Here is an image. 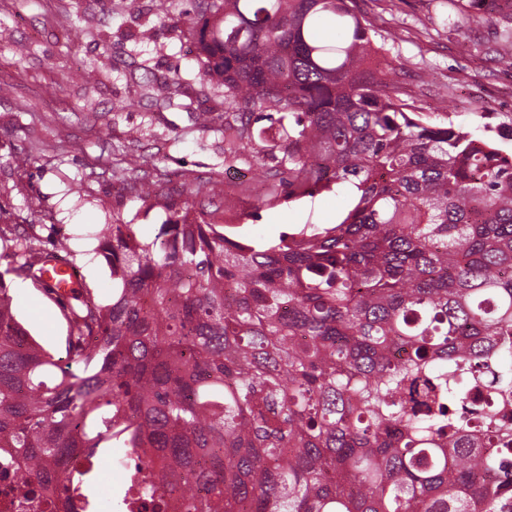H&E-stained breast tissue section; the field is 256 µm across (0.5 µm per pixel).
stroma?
I'll return each instance as SVG.
<instances>
[{"mask_svg":"<svg viewBox=\"0 0 512 512\" xmlns=\"http://www.w3.org/2000/svg\"><path fill=\"white\" fill-rule=\"evenodd\" d=\"M117 0H0V281L15 312L47 349L64 354L68 326L55 301L12 272L17 237L35 236L53 250L69 237L80 284L100 301L112 295V278L95 253L97 231L107 224H136L154 236L169 213L163 200H180L184 183H206L196 205L222 203L225 194L256 201L265 176L253 164L224 168L217 129L200 130L190 111L165 109L143 96L142 66L162 77L199 86L205 64L188 29L172 30L156 16V0H141L132 18ZM375 40L383 41V68L400 99L431 122L447 121L496 137L512 152V56L502 53L488 24L444 30L443 0H359ZM397 40H387L390 31ZM112 69L97 83L79 75L99 55ZM123 111H114L116 103ZM144 170L158 197L139 200L128 172ZM353 195L320 192L293 203L262 207L241 221L240 235L275 241L304 224H334Z\"/></svg>","mask_w":512,"mask_h":512,"instance_id":"35a3bbf8","label":"stroma"}]
</instances>
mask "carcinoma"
Returning a JSON list of instances; mask_svg holds the SVG:
<instances>
[{"label":"carcinoma","instance_id":"1","mask_svg":"<svg viewBox=\"0 0 512 512\" xmlns=\"http://www.w3.org/2000/svg\"><path fill=\"white\" fill-rule=\"evenodd\" d=\"M163 2L224 88V167L251 156L267 190L169 203L152 239L112 225V300L60 303L64 367L0 282L13 499L98 512L69 462L115 448L151 512H512V153L410 111L357 0ZM497 2L447 0L443 27ZM344 185L336 224L236 233ZM46 254L28 239L12 271L46 292Z\"/></svg>","mask_w":512,"mask_h":512}]
</instances>
